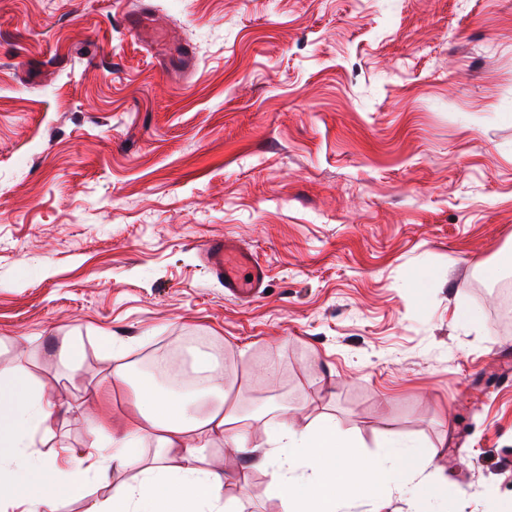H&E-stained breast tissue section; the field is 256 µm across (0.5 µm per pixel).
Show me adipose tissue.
<instances>
[{
    "instance_id": "adipose-tissue-1",
    "label": "adipose tissue",
    "mask_w": 512,
    "mask_h": 512,
    "mask_svg": "<svg viewBox=\"0 0 512 512\" xmlns=\"http://www.w3.org/2000/svg\"><path fill=\"white\" fill-rule=\"evenodd\" d=\"M191 389L159 391L152 381H131V366L113 367L111 377L131 383L137 416L91 421L87 447L60 446L52 457L36 448L38 435L50 433L57 407L42 386L16 369H0V512H36L55 507L69 493L92 485L102 496L86 501L84 512H228L223 476L205 450L224 438L247 451L258 466L272 469L266 494L281 512H340L346 499L397 480L411 512H421V483L413 475L422 454L411 447L370 459L342 435L330 419L303 427L277 415L270 447L247 448L242 409L229 402L224 367L212 355L192 356ZM150 441L152 458L137 446ZM179 462L169 465L170 450Z\"/></svg>"
}]
</instances>
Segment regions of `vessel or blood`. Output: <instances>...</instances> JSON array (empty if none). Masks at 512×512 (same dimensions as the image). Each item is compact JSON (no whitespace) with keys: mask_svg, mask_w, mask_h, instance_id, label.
<instances>
[{"mask_svg":"<svg viewBox=\"0 0 512 512\" xmlns=\"http://www.w3.org/2000/svg\"><path fill=\"white\" fill-rule=\"evenodd\" d=\"M203 260L211 277L223 284L228 297L249 301L265 286L264 267L233 239L209 240L203 249Z\"/></svg>","mask_w":512,"mask_h":512,"instance_id":"b4317fda","label":"vessel or blood"}]
</instances>
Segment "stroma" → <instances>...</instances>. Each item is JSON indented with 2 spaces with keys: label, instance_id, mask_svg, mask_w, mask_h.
I'll return each mask as SVG.
<instances>
[{
  "label": "stroma",
  "instance_id": "1",
  "mask_svg": "<svg viewBox=\"0 0 512 512\" xmlns=\"http://www.w3.org/2000/svg\"><path fill=\"white\" fill-rule=\"evenodd\" d=\"M120 3L0 0V368L59 406L39 451L131 414L110 344L201 336L241 403L420 446L425 512H512V0H140L136 30ZM216 237L266 293L225 296ZM207 456L280 512L270 470ZM203 260L211 277L224 285L231 298L249 301L265 287V268L237 241L230 238L209 240L203 249ZM247 276L252 280L248 281Z\"/></svg>",
  "mask_w": 512,
  "mask_h": 512
}]
</instances>
